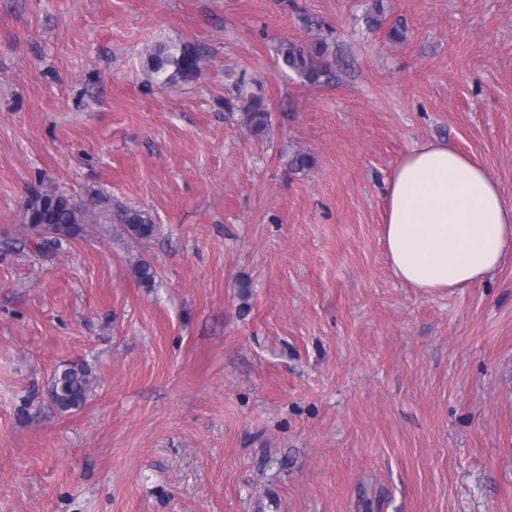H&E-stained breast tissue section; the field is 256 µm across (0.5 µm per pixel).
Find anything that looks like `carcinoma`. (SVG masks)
Returning a JSON list of instances; mask_svg holds the SVG:
<instances>
[{"instance_id": "cac0c4a2", "label": "carcinoma", "mask_w": 512, "mask_h": 512, "mask_svg": "<svg viewBox=\"0 0 512 512\" xmlns=\"http://www.w3.org/2000/svg\"><path fill=\"white\" fill-rule=\"evenodd\" d=\"M329 46L324 41L313 44L285 40L279 42L276 55L281 67L297 75L303 82L318 84L329 75L326 56ZM202 56L191 44L161 42L149 51L146 67L160 88H170L196 78ZM224 108L242 112L245 127L254 137L265 135L271 125V112L262 85L257 81L240 80L235 95L224 100ZM98 220L91 204L78 201L57 191L31 196L24 208V223L36 236V251L45 256L56 255L63 238L80 234L82 225ZM112 223L120 224L128 236L144 240L154 236L156 224L151 216L136 207H118ZM93 387L91 370L85 365L66 364L52 377L50 395L61 413L82 408Z\"/></svg>"}]
</instances>
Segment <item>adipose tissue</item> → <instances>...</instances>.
Wrapping results in <instances>:
<instances>
[{
	"label": "adipose tissue",
	"instance_id": "obj_1",
	"mask_svg": "<svg viewBox=\"0 0 512 512\" xmlns=\"http://www.w3.org/2000/svg\"><path fill=\"white\" fill-rule=\"evenodd\" d=\"M394 275L427 293L481 282L512 255V205L467 155L441 142L412 148L384 199Z\"/></svg>",
	"mask_w": 512,
	"mask_h": 512
}]
</instances>
